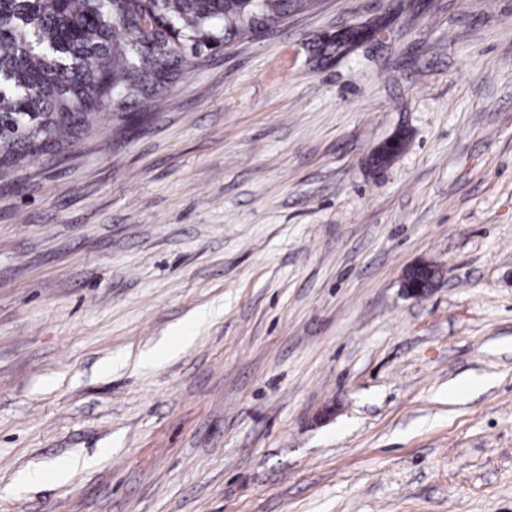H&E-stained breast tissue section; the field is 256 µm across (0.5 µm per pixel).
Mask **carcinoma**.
<instances>
[{
  "mask_svg": "<svg viewBox=\"0 0 512 512\" xmlns=\"http://www.w3.org/2000/svg\"><path fill=\"white\" fill-rule=\"evenodd\" d=\"M308 0H0V169L148 105L201 59Z\"/></svg>",
  "mask_w": 512,
  "mask_h": 512,
  "instance_id": "1",
  "label": "carcinoma"
}]
</instances>
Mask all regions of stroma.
Returning a JSON list of instances; mask_svg holds the SVG:
<instances>
[{
  "label": "stroma",
  "instance_id": "stroma-1",
  "mask_svg": "<svg viewBox=\"0 0 512 512\" xmlns=\"http://www.w3.org/2000/svg\"><path fill=\"white\" fill-rule=\"evenodd\" d=\"M0 512H512V0H311L0 175ZM415 271L425 276V279L414 278L411 281L406 279L405 291L415 297H422L430 293L438 283V274L434 269L427 265H421L414 268Z\"/></svg>",
  "mask_w": 512,
  "mask_h": 512
}]
</instances>
